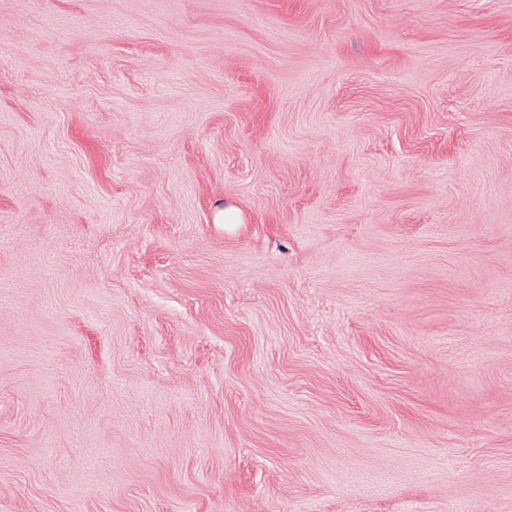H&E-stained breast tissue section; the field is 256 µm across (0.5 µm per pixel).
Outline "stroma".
Listing matches in <instances>:
<instances>
[{"label":"stroma","mask_w":512,"mask_h":512,"mask_svg":"<svg viewBox=\"0 0 512 512\" xmlns=\"http://www.w3.org/2000/svg\"><path fill=\"white\" fill-rule=\"evenodd\" d=\"M0 512H512V0H0Z\"/></svg>","instance_id":"35a3bbf8"}]
</instances>
